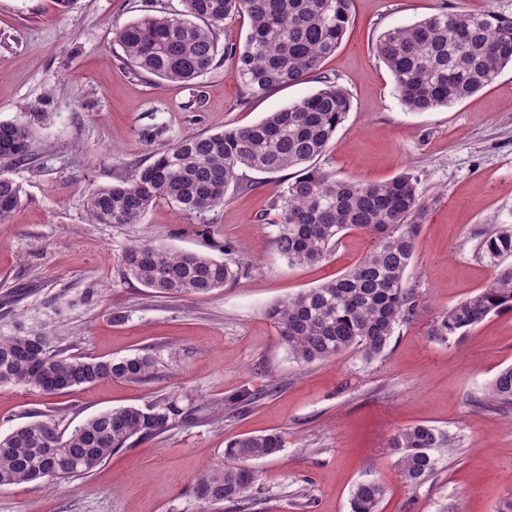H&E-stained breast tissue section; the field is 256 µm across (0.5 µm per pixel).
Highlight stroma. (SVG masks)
<instances>
[{
    "instance_id": "stroma-1",
    "label": "stroma",
    "mask_w": 512,
    "mask_h": 512,
    "mask_svg": "<svg viewBox=\"0 0 512 512\" xmlns=\"http://www.w3.org/2000/svg\"><path fill=\"white\" fill-rule=\"evenodd\" d=\"M512 17V0H353L340 47L296 84L252 97L228 61L191 83L160 81L128 64L116 32L146 14H176L182 0H0V122L26 125L30 155L2 163L22 204L0 223V335L49 328L52 349L80 357L148 353V380H102L48 397L0 386V435L49 415L60 429L121 406L176 401L194 417L115 453L91 476L47 489L0 487V512H205L194 478L227 463V442L278 432L276 456L251 461L259 482L224 512H351L354 485L384 490L380 512H498L512 499V405L486 396L512 365V312L488 316L461 337L432 340L446 308L487 287L483 233L512 225V68L448 106L414 112L400 101L375 42L386 29L444 10ZM336 78L351 109L320 168L364 184L408 172L427 206L407 285L415 316L382 356L354 353L301 365L266 310L351 268L372 247L350 231L329 260L291 266L274 244L271 208L292 170L243 171L222 206L196 218L167 203L138 224H93L97 188L149 165L182 138L250 126ZM148 237L181 251L239 261L236 280L208 295L169 298L125 275V247ZM255 393L242 403L244 392ZM446 431L434 475L410 487L391 442L405 427Z\"/></svg>"
}]
</instances>
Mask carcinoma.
<instances>
[{
    "label": "carcinoma",
    "mask_w": 512,
    "mask_h": 512,
    "mask_svg": "<svg viewBox=\"0 0 512 512\" xmlns=\"http://www.w3.org/2000/svg\"><path fill=\"white\" fill-rule=\"evenodd\" d=\"M176 15H144L116 32L126 60L141 72L168 82L188 83L213 68L227 19L245 14L250 32L243 44L224 43L231 74L254 97L319 71L340 46L350 22L351 0H182ZM375 50L388 67L403 103L426 112L451 105L492 84L512 64V17L491 8L471 13L440 11L408 26L383 31ZM347 90L334 81L244 128L202 133L156 154L133 174L94 191L86 203L90 222L138 224L159 200L181 212L203 216L224 203L239 171L274 174L297 169L277 190L274 242L291 265L329 259L352 230L374 239L354 267L317 287L271 305L267 317L278 328L289 355L313 364L355 351L369 361L388 346L395 327L417 310L406 287L425 204L417 181L402 173L363 184L316 167L350 111ZM31 131L0 123V160L22 163ZM21 203V187L0 175V223ZM478 250L498 267L493 282L442 312L429 336L441 342L464 333L491 314L512 311V226L484 235ZM126 275L170 295H205L234 279L235 262L199 251H176L138 239L122 254ZM149 354L120 359L74 357L50 347L45 331L18 329L0 336V385H23L58 396L101 380L145 381L156 372ZM495 401L512 403V366L488 385ZM184 412L174 401L145 408L126 406L96 414L69 433L51 418L31 420L0 435V487L37 482L45 488L62 479L87 477L112 453L167 431ZM279 433L230 440L224 455L235 461L202 473L196 497L212 506L237 503L257 482L256 471L238 461L282 451ZM391 447L402 477L418 487L435 473V453L448 448V434L426 425L401 430ZM383 487L362 481L352 492V512H379Z\"/></svg>",
    "instance_id": "cac0c4a2"
}]
</instances>
